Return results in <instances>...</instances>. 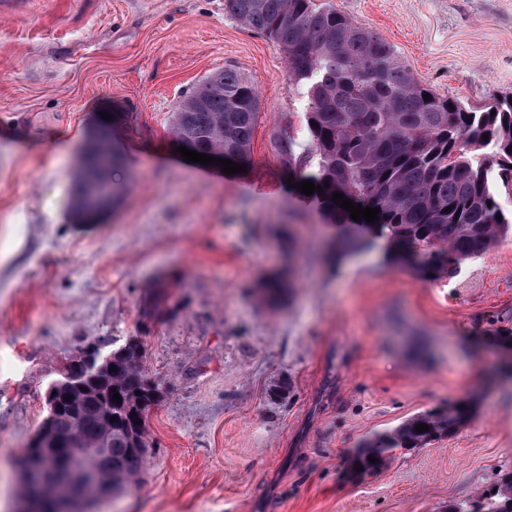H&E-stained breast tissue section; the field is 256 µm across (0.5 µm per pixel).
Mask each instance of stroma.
<instances>
[{
  "instance_id": "obj_1",
  "label": "stroma",
  "mask_w": 512,
  "mask_h": 512,
  "mask_svg": "<svg viewBox=\"0 0 512 512\" xmlns=\"http://www.w3.org/2000/svg\"><path fill=\"white\" fill-rule=\"evenodd\" d=\"M433 91L512 96V0H329ZM255 87L247 170L175 154V108L224 68ZM307 100L282 48L224 0H23L0 9V512L44 393L90 347L137 339L161 396L146 469L98 512H447L512 472V234L428 278L381 247L333 264L341 232L289 188ZM119 198L83 227L70 200L99 127ZM68 141L49 157L52 139ZM293 288L263 294L275 276ZM168 296L147 312L148 294ZM467 401L469 420L365 474L366 440Z\"/></svg>"
}]
</instances>
